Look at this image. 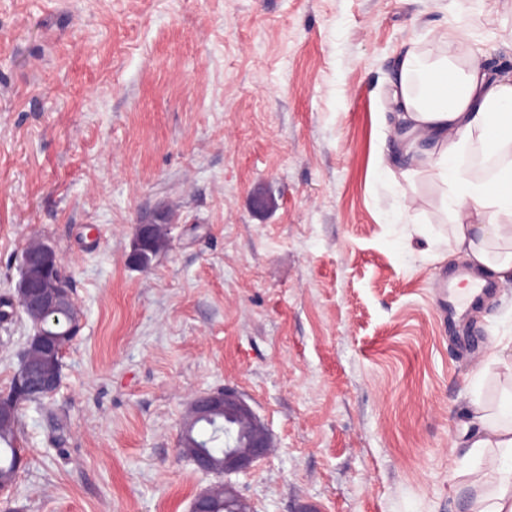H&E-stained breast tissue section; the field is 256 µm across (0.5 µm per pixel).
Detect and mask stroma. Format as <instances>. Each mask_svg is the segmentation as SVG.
Here are the masks:
<instances>
[{"mask_svg": "<svg viewBox=\"0 0 512 512\" xmlns=\"http://www.w3.org/2000/svg\"><path fill=\"white\" fill-rule=\"evenodd\" d=\"M447 38L512 62V0H0V301L45 240L81 324L0 512H191L218 478L180 430L227 387L272 442L229 477L253 512H471L512 282L448 321L445 190L381 119L398 57ZM162 212L168 250L132 266ZM30 333L0 319V392Z\"/></svg>", "mask_w": 512, "mask_h": 512, "instance_id": "1", "label": "stroma"}]
</instances>
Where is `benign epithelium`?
<instances>
[{"instance_id":"benign-epithelium-1","label":"benign epithelium","mask_w":512,"mask_h":512,"mask_svg":"<svg viewBox=\"0 0 512 512\" xmlns=\"http://www.w3.org/2000/svg\"><path fill=\"white\" fill-rule=\"evenodd\" d=\"M154 225H135L136 242L129 254V261L137 263L141 258L143 243L152 234ZM62 257L56 249L45 242L24 252L20 277L14 293L20 305L35 319L34 334L29 344L42 349L40 361L23 358L16 376L17 397L26 401L54 390L60 383L58 367L61 366L63 351L57 346L50 331L49 318L66 310L73 302L71 288L60 272ZM192 421H214L219 416L234 421L246 420L252 433L245 448L224 449V474L246 473L269 452L271 441L264 424L251 407L233 390L203 393L191 402ZM225 507L231 512H252L250 503L236 487L224 483Z\"/></svg>"}]
</instances>
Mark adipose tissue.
<instances>
[{
    "label": "adipose tissue",
    "mask_w": 512,
    "mask_h": 512,
    "mask_svg": "<svg viewBox=\"0 0 512 512\" xmlns=\"http://www.w3.org/2000/svg\"><path fill=\"white\" fill-rule=\"evenodd\" d=\"M455 44L428 61L414 50L397 60L390 94V118L408 137L401 151L410 161L427 165L446 188L455 246L475 266L500 281L512 280V71H487L480 62L458 68ZM498 156L493 175L475 179L461 167L470 148ZM502 243L508 250L491 258L489 248ZM483 429L471 453H497L492 470L497 487L480 496L475 512H512V422L479 414Z\"/></svg>",
    "instance_id": "adipose-tissue-1"
}]
</instances>
